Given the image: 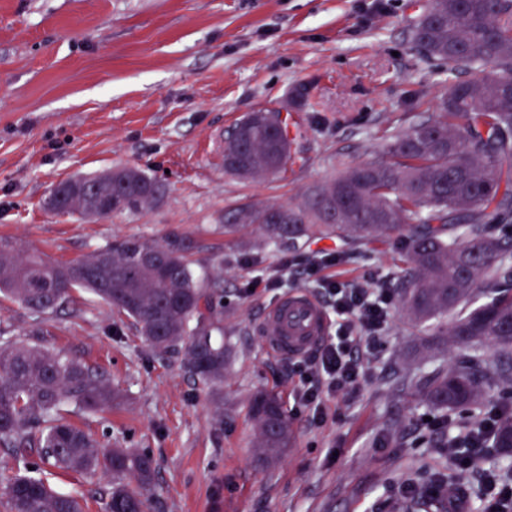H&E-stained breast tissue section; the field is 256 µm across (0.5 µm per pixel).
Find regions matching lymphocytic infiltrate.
<instances>
[{
	"label": "lymphocytic infiltrate",
	"mask_w": 512,
	"mask_h": 512,
	"mask_svg": "<svg viewBox=\"0 0 512 512\" xmlns=\"http://www.w3.org/2000/svg\"><path fill=\"white\" fill-rule=\"evenodd\" d=\"M342 262V254L336 251L297 255L286 262L287 267L297 268L319 283L321 300L336 317L333 330L322 344L292 365L293 373L299 377L294 408L321 425L333 418L332 400L358 389L363 378L359 341L363 338L374 341L382 336L394 305V295L389 289L368 288L330 275V268ZM511 415V403H496L471 427L466 442L449 444L448 456L460 475L474 469L483 449L492 447L499 420Z\"/></svg>",
	"instance_id": "lymphocytic-infiltrate-1"
}]
</instances>
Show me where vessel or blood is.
<instances>
[{"label":"vessel or blood","mask_w":512,"mask_h":512,"mask_svg":"<svg viewBox=\"0 0 512 512\" xmlns=\"http://www.w3.org/2000/svg\"><path fill=\"white\" fill-rule=\"evenodd\" d=\"M327 331L324 309L302 290L283 295L265 312L260 324L266 350L281 358H298L311 352Z\"/></svg>","instance_id":"b4317fda"}]
</instances>
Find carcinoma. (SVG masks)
Masks as SVG:
<instances>
[{"instance_id": "carcinoma-1", "label": "carcinoma", "mask_w": 512, "mask_h": 512, "mask_svg": "<svg viewBox=\"0 0 512 512\" xmlns=\"http://www.w3.org/2000/svg\"><path fill=\"white\" fill-rule=\"evenodd\" d=\"M416 40L449 71L473 70L448 88L440 111L416 120L384 145L380 160L347 168L309 189L288 206V221L273 206L224 214V234L251 231L276 247L295 246L312 234L356 242L399 244L404 265L385 274L419 352L446 346L468 351L464 361L426 375L407 373L441 418L479 416L485 394L512 399V240L491 234L512 222V0H429ZM293 157L288 119L271 132L266 118L244 117L224 141V171L241 180L250 173L282 176ZM101 195L112 213L143 211L160 203L166 186L140 169L117 168ZM56 216L82 215L63 198L43 203ZM181 243L161 276L138 263L148 248L164 254ZM183 239L165 244L128 238L97 248L75 263L23 254L0 241V296L30 310L55 309L77 288L91 292L131 319L158 355L181 347L182 366L206 386L224 385V294L221 284L195 274ZM103 374L78 361L10 340L0 343V440L39 448L41 456L74 472L115 479L108 512H144L153 459L126 448L99 449L82 429L59 419L65 406L97 411L122 400ZM252 448L266 465L293 447L287 415L270 394L249 403ZM495 448L512 454V418L498 426ZM11 512H83L81 500L53 490L36 475L19 474L5 487Z\"/></svg>"}]
</instances>
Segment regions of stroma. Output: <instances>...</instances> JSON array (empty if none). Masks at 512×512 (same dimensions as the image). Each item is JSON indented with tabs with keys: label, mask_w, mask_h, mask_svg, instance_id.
Instances as JSON below:
<instances>
[{
	"label": "stroma",
	"mask_w": 512,
	"mask_h": 512,
	"mask_svg": "<svg viewBox=\"0 0 512 512\" xmlns=\"http://www.w3.org/2000/svg\"><path fill=\"white\" fill-rule=\"evenodd\" d=\"M428 0H0V239L54 262L84 258L127 237L177 236L196 274L224 289V397L182 367V351L156 355L130 319L76 290L35 314L0 298V338L26 339L105 372L123 401L62 418L101 447L152 457L147 512H403L392 487L444 480L480 512V478L462 484L428 431L430 408L401 381L420 361L392 311L358 390L332 405L325 425L294 411L288 363L270 355L257 325L278 297L242 293L277 278L282 290L312 284L281 271L286 249L244 231L225 234V210L300 201L349 166L378 158L387 138L435 111L449 71L414 40ZM263 108L287 110L295 164L285 175L243 181L224 172V140ZM146 171L168 187L140 213L87 223L47 212L61 180L116 167ZM342 252L334 273L376 286L397 257L391 245L312 236L297 252ZM281 290V291H282ZM281 402L295 445L264 466L250 442L248 399ZM36 469L84 512H108L111 476L45 464L39 449L0 443V484Z\"/></svg>",
	"instance_id": "stroma-1"
}]
</instances>
